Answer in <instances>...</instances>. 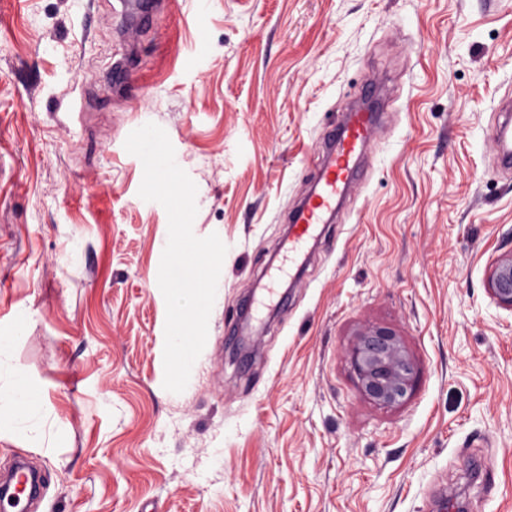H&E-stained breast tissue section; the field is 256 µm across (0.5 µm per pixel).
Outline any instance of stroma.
Returning <instances> with one entry per match:
<instances>
[{
  "instance_id": "35a3bbf8",
  "label": "stroma",
  "mask_w": 512,
  "mask_h": 512,
  "mask_svg": "<svg viewBox=\"0 0 512 512\" xmlns=\"http://www.w3.org/2000/svg\"><path fill=\"white\" fill-rule=\"evenodd\" d=\"M121 0H0V347L52 416L0 406V468L38 512H512V175L492 167L512 90V0H163L134 45ZM402 90L365 178L254 324L323 135L364 84ZM162 127L227 247L194 382L163 387L162 205L124 143ZM393 331L416 366L375 404L347 357ZM488 462L492 488L474 482ZM487 285L500 306L512 309V252L497 259Z\"/></svg>"
}]
</instances>
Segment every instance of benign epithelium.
I'll use <instances>...</instances> for the list:
<instances>
[{
    "mask_svg": "<svg viewBox=\"0 0 512 512\" xmlns=\"http://www.w3.org/2000/svg\"><path fill=\"white\" fill-rule=\"evenodd\" d=\"M488 290L500 306L512 309V253L495 262ZM350 359L363 390L380 405L400 402L414 381L415 365L388 329L368 326L360 330Z\"/></svg>",
    "mask_w": 512,
    "mask_h": 512,
    "instance_id": "obj_1",
    "label": "benign epithelium"
}]
</instances>
